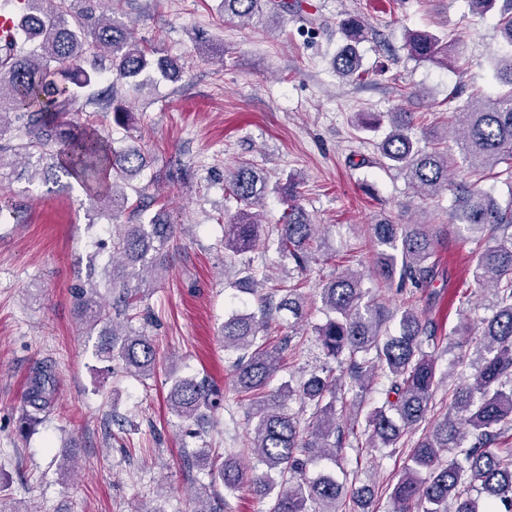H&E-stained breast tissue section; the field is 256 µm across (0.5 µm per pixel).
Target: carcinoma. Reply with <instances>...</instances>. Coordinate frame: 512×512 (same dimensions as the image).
Instances as JSON below:
<instances>
[{
	"label": "carcinoma",
	"instance_id": "carcinoma-1",
	"mask_svg": "<svg viewBox=\"0 0 512 512\" xmlns=\"http://www.w3.org/2000/svg\"><path fill=\"white\" fill-rule=\"evenodd\" d=\"M21 15L15 39L0 43V136L14 132L16 143L0 145V184L12 183L22 159L33 167L29 184H52L65 190V175L84 189L88 209L110 218L118 202L127 200L124 185L140 173L145 157L138 147H115L101 134L93 113L81 125L67 117L99 101L113 106V119L130 120L116 93L88 91L112 70L115 80L141 90L150 73L175 80L183 73L176 57L148 48L134 39L120 18L99 12L109 0H20ZM224 20L247 24L280 17L290 10L288 0H222ZM479 11L498 10L504 39L494 54L495 78L507 90L496 97L473 95L452 113L441 133L415 136L413 112L385 116L359 114V130L376 129L387 118L390 131L378 143L384 167L404 176L417 196L434 199L452 193L450 220L483 241L473 279L492 291V315L482 319L481 334L469 327L457 332L463 343L475 342L477 360L459 358L471 370L469 382L453 391L448 408L428 420L432 400L441 386L435 359L425 345L436 340V324L413 307L391 309L376 300L359 271H347L325 284L319 293L325 321L314 327L326 362L296 384L271 386L282 366L287 343L272 345L267 338L268 314L286 310L294 319L306 315L307 301L297 287L279 289L280 297H258V309L224 320V350L233 362L236 391L248 397L251 454L240 457L217 448L190 453L191 461L210 478L235 492L243 482L271 499L269 512H356L373 495L359 471L344 474L350 487L334 474L309 475L315 457L340 467L346 450L361 456L364 447L411 448L402 474L387 488L388 512H512V199L504 206L479 187L483 178L503 164L501 173L512 181V0H470ZM342 44L336 51V72L351 81L363 73L359 45L368 36L362 17L349 15L338 23ZM412 59L441 64L456 46L428 31L405 33ZM453 139L457 158L440 145ZM428 145H421V140ZM461 163L470 181L456 183L450 168ZM300 179L287 178L275 186L286 197L276 225L277 248L300 271L325 256L320 225L312 223L296 202ZM228 196L237 211L224 225V250L241 259L245 280L252 286L266 275L252 267L247 255L259 246L261 222L252 209L268 190V178L245 163L230 172ZM376 272L389 287L427 288L437 274L435 249L442 234L436 224H397L383 217L372 225ZM177 240L175 226L158 211L146 224H126L112 238V258L123 262L125 279L109 281L112 302L98 300L96 288H80L75 301L84 323L99 330V352L119 359L127 373L145 378L154 373L157 349L153 337L133 327L130 309L144 298L130 281L158 272ZM125 316L117 326L112 312ZM396 323V330L390 329ZM167 401L178 417L204 424L208 413L221 406L223 395L207 378L170 372ZM378 392L383 402L364 417L363 430L341 427L338 409L362 405ZM56 393L49 366L37 368L25 393L22 420L40 421ZM296 400L309 413L306 425L288 411ZM366 439H361L362 435Z\"/></svg>",
	"mask_w": 512,
	"mask_h": 512
}]
</instances>
